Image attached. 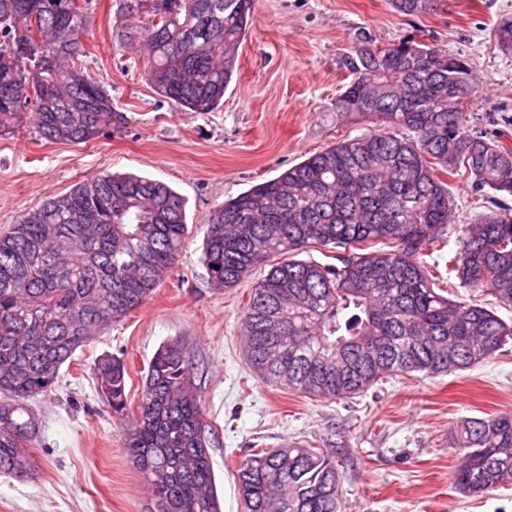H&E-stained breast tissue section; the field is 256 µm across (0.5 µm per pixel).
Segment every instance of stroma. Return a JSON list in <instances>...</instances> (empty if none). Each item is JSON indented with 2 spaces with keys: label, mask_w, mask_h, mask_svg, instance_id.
Instances as JSON below:
<instances>
[{
  "label": "stroma",
  "mask_w": 512,
  "mask_h": 512,
  "mask_svg": "<svg viewBox=\"0 0 512 512\" xmlns=\"http://www.w3.org/2000/svg\"><path fill=\"white\" fill-rule=\"evenodd\" d=\"M115 0H91L82 37L89 75L125 120L85 143L52 142L33 123L0 137V232L42 200L103 173H135L187 200V234L177 265L153 296L100 331L63 365L50 391L30 400L41 423L32 481L0 475V512H156V501L124 447L155 352L180 341L195 373L203 423L225 512H244L237 467L253 448L312 445L335 453L342 491L355 512H512V485L479 497L453 485L458 431L472 417L512 414V342L460 373L384 378L364 393L311 399L267 385L249 368L242 319L259 265L232 288L214 287L202 264L213 209L310 155L374 129L372 120L331 109L351 76L345 57L359 31L386 47L407 36L465 58L482 90L472 128L512 149V53L489 33L512 18V0H446L419 17L392 0H254L239 73L214 112H188L148 83L138 53L112 38ZM455 207L439 251L446 267L462 227L486 204L461 177L448 180ZM124 360L125 416L97 390V359Z\"/></svg>",
  "instance_id": "stroma-1"
}]
</instances>
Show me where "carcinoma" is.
I'll use <instances>...</instances> for the list:
<instances>
[{
  "label": "carcinoma",
  "mask_w": 512,
  "mask_h": 512,
  "mask_svg": "<svg viewBox=\"0 0 512 512\" xmlns=\"http://www.w3.org/2000/svg\"><path fill=\"white\" fill-rule=\"evenodd\" d=\"M0 0V136L32 118L47 141L81 143L123 120L86 74L89 0ZM253 0H118L112 37L143 48L150 83L191 112L221 107L236 71ZM442 0H394L406 16ZM512 51V21L490 32ZM352 79L339 114L387 124L344 140L218 205L203 246L209 280L232 288L274 255L243 317L245 355L272 386L341 399L387 376L465 371L512 340L495 311L449 298L418 254L451 223L454 198L439 173L489 189L448 260L464 288L512 307V150L468 127L478 93L467 60L407 37L382 48L364 31L346 57ZM187 201L135 174L81 181L0 234V475H38L25 451L38 433L26 401L100 329L147 301L172 271L187 231ZM369 241L390 250L358 253ZM354 250L335 264L296 260L303 248ZM98 390L126 410L127 370L105 356ZM454 485L483 496L512 484V417L470 418ZM125 448L157 512H220L202 407L180 342L150 361ZM237 479L244 512H350L336 458L304 446L252 451Z\"/></svg>",
  "instance_id": "cac0c4a2"
}]
</instances>
